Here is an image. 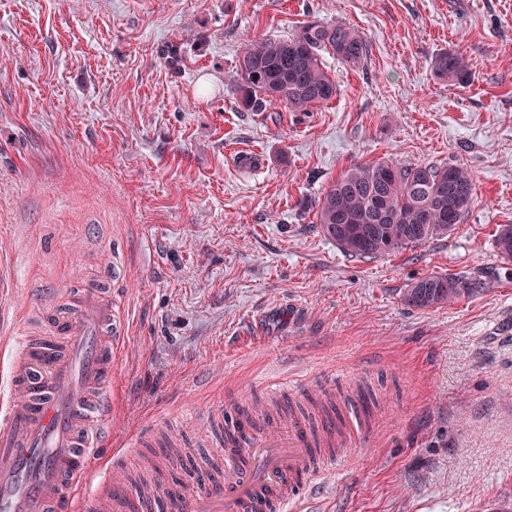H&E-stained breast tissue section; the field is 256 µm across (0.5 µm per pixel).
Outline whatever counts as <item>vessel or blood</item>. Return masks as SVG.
<instances>
[{
  "instance_id": "vessel-or-blood-1",
  "label": "vessel or blood",
  "mask_w": 512,
  "mask_h": 512,
  "mask_svg": "<svg viewBox=\"0 0 512 512\" xmlns=\"http://www.w3.org/2000/svg\"><path fill=\"white\" fill-rule=\"evenodd\" d=\"M62 303L41 310L39 336L10 351L9 398L0 409V512H295L322 474L345 455L319 449L307 426L281 419L224 447V475L201 490L159 497L100 479L91 499L78 489L112 445V365L126 323L105 284L75 276Z\"/></svg>"
}]
</instances>
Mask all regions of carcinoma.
I'll return each mask as SVG.
<instances>
[{"label": "carcinoma", "mask_w": 512, "mask_h": 512, "mask_svg": "<svg viewBox=\"0 0 512 512\" xmlns=\"http://www.w3.org/2000/svg\"><path fill=\"white\" fill-rule=\"evenodd\" d=\"M331 49L345 62H356L366 43L355 29L341 23L310 22L286 38L250 43L232 74L243 107L259 112L272 102L293 112H309L336 95V84L323 69L320 52ZM440 78L464 83L470 75L467 58L444 50L433 59ZM474 201V181L461 164L407 165L387 161L357 164L332 182L316 205L323 233L347 255L376 258L446 235L461 223ZM363 230L336 235V225ZM495 248L512 259V224L499 226ZM484 291L476 278L428 276L409 288L404 302L426 309Z\"/></svg>", "instance_id": "obj_1"}]
</instances>
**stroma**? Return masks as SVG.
Returning a JSON list of instances; mask_svg holds the SVG:
<instances>
[{
    "label": "stroma",
    "mask_w": 512,
    "mask_h": 512,
    "mask_svg": "<svg viewBox=\"0 0 512 512\" xmlns=\"http://www.w3.org/2000/svg\"><path fill=\"white\" fill-rule=\"evenodd\" d=\"M311 21L354 27L322 53L335 97L244 110L243 49ZM466 55L464 84L437 79ZM456 162L474 202L449 234L372 260L312 206L350 166ZM512 0H0V324L18 331L114 264L129 342L113 368L125 471L167 438L214 460L246 401L304 405L359 387L376 438L300 512H512ZM484 292L427 309L429 275ZM432 70L440 78L448 82L465 83L470 75L467 58L456 50H444L433 59Z\"/></svg>",
    "instance_id": "35a3bbf8"
}]
</instances>
